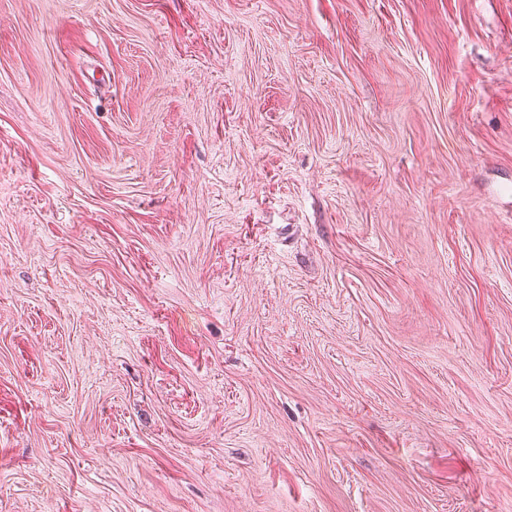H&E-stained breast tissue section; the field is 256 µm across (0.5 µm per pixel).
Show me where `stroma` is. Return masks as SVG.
<instances>
[{"instance_id":"obj_1","label":"stroma","mask_w":512,"mask_h":512,"mask_svg":"<svg viewBox=\"0 0 512 512\" xmlns=\"http://www.w3.org/2000/svg\"><path fill=\"white\" fill-rule=\"evenodd\" d=\"M0 512H512V0H0Z\"/></svg>"}]
</instances>
